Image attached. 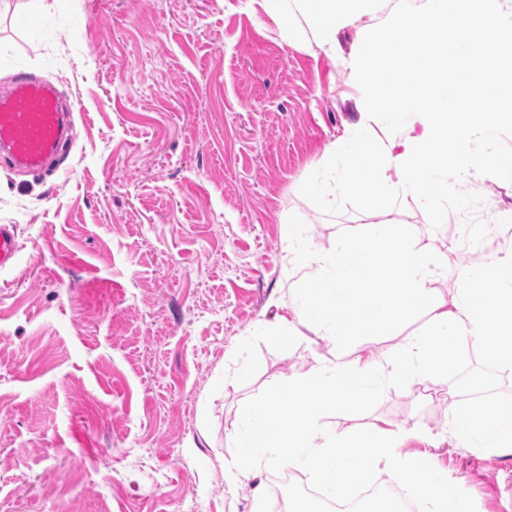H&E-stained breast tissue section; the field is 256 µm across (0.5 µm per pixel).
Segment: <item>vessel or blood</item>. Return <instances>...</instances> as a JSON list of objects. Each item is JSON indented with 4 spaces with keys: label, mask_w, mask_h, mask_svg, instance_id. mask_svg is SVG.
<instances>
[{
    "label": "vessel or blood",
    "mask_w": 512,
    "mask_h": 512,
    "mask_svg": "<svg viewBox=\"0 0 512 512\" xmlns=\"http://www.w3.org/2000/svg\"><path fill=\"white\" fill-rule=\"evenodd\" d=\"M73 120L53 85L18 73L0 92V157L15 169L38 170L58 152Z\"/></svg>",
    "instance_id": "obj_1"
}]
</instances>
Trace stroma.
Returning <instances> with one entry per match:
<instances>
[{"label":"stroma","instance_id":"obj_1","mask_svg":"<svg viewBox=\"0 0 512 512\" xmlns=\"http://www.w3.org/2000/svg\"><path fill=\"white\" fill-rule=\"evenodd\" d=\"M25 71L75 107L59 170L0 167V512H252L232 486L241 408L310 373L334 348L259 344L236 382L234 351L288 315L303 278L282 228L332 248L345 225L393 221L433 241L452 299L464 271L449 229L419 201L321 212L299 193L358 119L359 90L325 54L283 39L254 0H55L51 18L11 0L0 14V89ZM461 397L437 382L387 389L342 436L376 424L428 454L477 512H512V459L460 447Z\"/></svg>","mask_w":512,"mask_h":512}]
</instances>
